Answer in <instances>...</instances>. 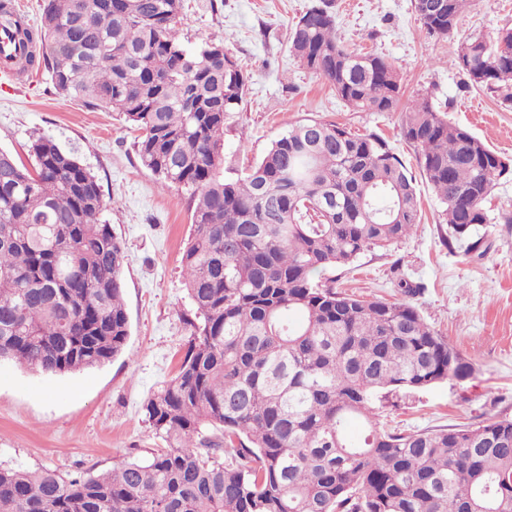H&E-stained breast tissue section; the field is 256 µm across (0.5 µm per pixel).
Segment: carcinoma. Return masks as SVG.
I'll return each mask as SVG.
<instances>
[{"label": "carcinoma", "mask_w": 512, "mask_h": 512, "mask_svg": "<svg viewBox=\"0 0 512 512\" xmlns=\"http://www.w3.org/2000/svg\"><path fill=\"white\" fill-rule=\"evenodd\" d=\"M114 2L43 0L32 27L0 0V26L21 49L19 72L44 69L59 95L122 114L141 164L191 191L182 264L198 322L176 376L142 406L168 447L100 474L0 467V512H512L511 419L413 432L378 421L376 402L466 379L471 365L411 303L315 281L419 223L415 177L389 141L303 119L224 178V118L245 95L243 66L221 40L183 46V0ZM428 2L415 0L422 25L452 35L468 0H444L441 13ZM290 43L353 110L398 106V70L342 43L332 0H315ZM458 60L466 88L512 103V28L468 37ZM400 136L448 237L480 250L484 203L512 159L426 96ZM32 152L29 170L0 149V360L64 374L122 352L125 252L75 154L44 136Z\"/></svg>", "instance_id": "cac0c4a2"}]
</instances>
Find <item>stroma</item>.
Here are the masks:
<instances>
[{"label": "stroma", "mask_w": 512, "mask_h": 512, "mask_svg": "<svg viewBox=\"0 0 512 512\" xmlns=\"http://www.w3.org/2000/svg\"><path fill=\"white\" fill-rule=\"evenodd\" d=\"M312 2L183 0L182 43L191 49L206 37L223 40L247 76L242 103L224 119L225 176H236L307 117L384 135L415 167L414 149L400 137L401 112L351 111L292 55L289 30ZM334 9L350 50L387 57L398 67L402 103L431 94L451 123L512 157V107L496 94L465 88L458 64L464 38L477 33L492 40L512 27V0H471L447 39L428 34L415 0H335ZM36 132L74 151L101 187L102 218L126 254L130 335L119 356L80 372L47 375L0 363V466L107 471L164 445L142 405L176 374L194 333L182 273L192 232L190 193L161 187L135 153V130L119 115L59 96L43 70L0 84V149L32 165ZM417 190L420 222L410 236L319 279L364 299L410 300L473 367L466 379L390 396L378 405L381 425L417 431L512 419V223L503 221L512 216V177L497 181L486 204L491 221L481 228L487 246L481 256L444 245L442 205L425 179ZM408 284L416 290L410 297Z\"/></svg>", "instance_id": "35a3bbf8"}]
</instances>
